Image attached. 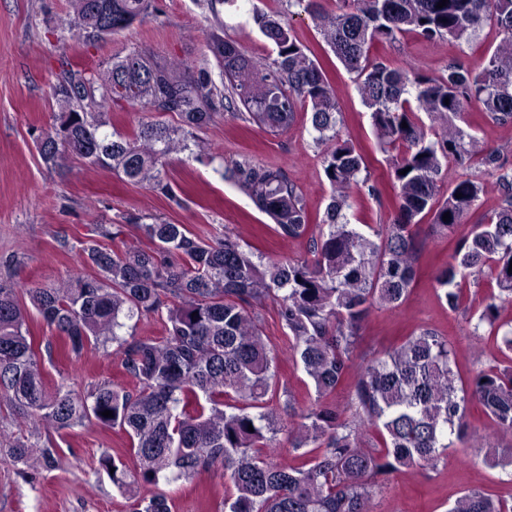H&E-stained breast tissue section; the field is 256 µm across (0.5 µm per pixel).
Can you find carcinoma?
<instances>
[{
    "mask_svg": "<svg viewBox=\"0 0 512 512\" xmlns=\"http://www.w3.org/2000/svg\"><path fill=\"white\" fill-rule=\"evenodd\" d=\"M286 2L311 17L336 58L356 74L379 149L390 154L393 222L366 235L348 220L352 194L379 190L366 157L343 134L335 87L298 41L289 12L253 13L274 46L275 56L263 65L215 34L207 38L212 58L191 67L140 51L100 72L60 59L52 86L58 113L52 127L35 135L51 168L74 154L179 206L166 167L185 152L200 163L213 161L199 131L228 112L276 134L304 107L332 194L313 224L284 170L246 157L224 160V178L271 218L282 239L307 240L305 254L266 258L224 224L202 238L184 224L127 213L120 224L95 226L86 241H59L87 272L59 283H1L0 406L31 425L30 438L4 449L15 465L27 468L33 460L54 469L53 433L86 424L118 428L135 466L110 454L99 466L112 472L120 491L132 495L162 480L190 482L201 468L218 466L228 486L224 512H372L385 476L402 468L434 469L447 448L467 439L480 441L485 463L512 469V446L498 443L499 435H512V319L502 318L512 306V160L456 124L471 108L512 123V0H447L442 8L440 0H342L337 13L321 11L316 0ZM154 3L70 0L66 30L101 38L109 22L110 34H118ZM486 25L501 41L477 69L450 64L430 76L411 63L396 66L371 56L375 46L393 45L406 32L468 42ZM121 101L151 113L131 135L112 127L109 109ZM167 115L175 123L163 120ZM487 176L495 178L499 207L459 236ZM425 217L440 235L456 239L433 274L437 298L448 310L459 309L468 281L497 288L469 335L478 344L492 343L507 363L478 369L465 381L448 337L435 328L422 326L370 359L357 351L371 310L398 309L414 287L417 226ZM125 224L137 226L151 247L105 244L119 238ZM268 301L276 305L291 358L314 389L304 406L277 380L276 355L257 312ZM32 309L77 358L117 344L135 390L115 381L84 392L64 383L49 387L30 332ZM134 319L159 320L163 335L121 336ZM352 371L340 409L336 390ZM470 401L482 406L491 432L472 430ZM106 410L113 417L103 416ZM282 431L296 465L275 461ZM172 508L163 491L133 504V512ZM448 512H512V500L470 490Z\"/></svg>",
    "mask_w": 512,
    "mask_h": 512,
    "instance_id": "cac0c4a2",
    "label": "carcinoma"
}]
</instances>
